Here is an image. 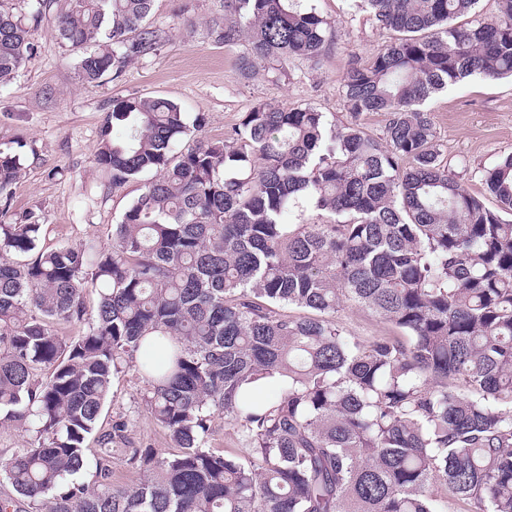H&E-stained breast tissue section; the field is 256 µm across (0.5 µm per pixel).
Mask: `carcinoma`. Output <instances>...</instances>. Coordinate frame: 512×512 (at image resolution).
<instances>
[{
	"mask_svg": "<svg viewBox=\"0 0 512 512\" xmlns=\"http://www.w3.org/2000/svg\"><path fill=\"white\" fill-rule=\"evenodd\" d=\"M153 2L56 13L86 83L169 41ZM348 2L388 40L343 72V128L310 105L259 103L224 140L185 147L205 113L116 101L96 164L115 187L153 177L106 244L45 248L33 215L6 218L23 167L0 148V428L32 437L0 458L16 494L0 512H445L439 485L469 512H512V152L481 172L489 206L440 160L425 108L467 77H512V0L463 24L478 0ZM54 3L0 8V90ZM223 7L209 31L247 39L244 74L263 63L286 79L291 59L316 63L334 42L311 3ZM379 112L375 139L360 119ZM304 202L331 219L285 223ZM349 306L400 335H348L336 314ZM61 322L87 329L66 339ZM127 367L175 451L120 450L127 422L98 427ZM262 379L280 394L242 390ZM217 412L243 427L246 457L207 446ZM120 451L148 474L135 491L112 482Z\"/></svg>",
	"mask_w": 512,
	"mask_h": 512,
	"instance_id": "cac0c4a2",
	"label": "carcinoma"
}]
</instances>
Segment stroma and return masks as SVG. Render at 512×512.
Returning <instances> with one entry per match:
<instances>
[{
  "label": "stroma",
  "mask_w": 512,
  "mask_h": 512,
  "mask_svg": "<svg viewBox=\"0 0 512 512\" xmlns=\"http://www.w3.org/2000/svg\"><path fill=\"white\" fill-rule=\"evenodd\" d=\"M189 12H182L183 3ZM223 0H155L150 22L169 35L156 55L135 61L121 77L95 86L84 83L78 57L68 51L50 25L30 31L33 56L18 70L12 85L0 91V145L23 143V172L11 190L10 211L35 213L44 226L42 243L53 248L88 240L109 241L143 181L113 187L98 168L100 129L114 100L131 96L164 97L190 112H204L203 139L218 141L257 103L327 112L336 125L349 123L340 79L352 56L369 55L382 43L366 12L348 13L345 0H317L336 39L319 63L295 58L288 81L264 69L252 77L237 67L245 43L226 46L207 31ZM428 108L439 149L448 168L468 193L483 195V169L512 152V79L473 77L435 95ZM146 383L134 370L119 373L102 420L127 421L113 447L154 448L172 444L143 400Z\"/></svg>",
  "instance_id": "1"
}]
</instances>
